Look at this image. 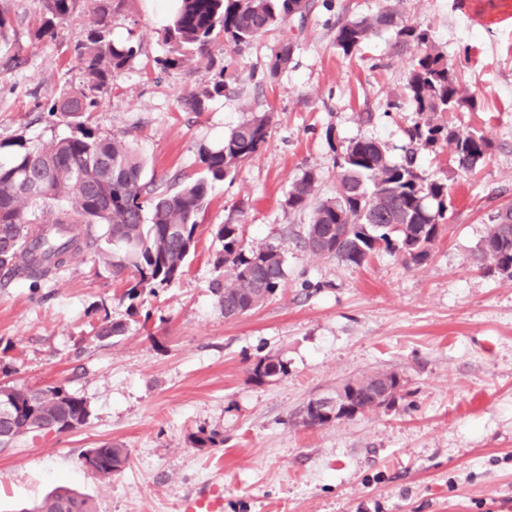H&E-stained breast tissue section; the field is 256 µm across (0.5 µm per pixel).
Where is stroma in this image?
<instances>
[{
	"mask_svg": "<svg viewBox=\"0 0 512 512\" xmlns=\"http://www.w3.org/2000/svg\"><path fill=\"white\" fill-rule=\"evenodd\" d=\"M168 8L124 0L113 13L114 37L135 35L142 50L83 122L129 142L155 183L199 176L202 155L252 116L271 114L269 137L213 184L196 250L173 284L128 300L90 250L38 283L0 272V385L60 383L90 408L77 429L0 449V512H22L60 485L96 512H180L185 497L211 491L223 492L224 512H512V276L473 263L492 217L512 204V0H314L304 26L274 29L238 53L218 41L207 57L165 69L157 15ZM386 9L430 30L476 97L474 110L454 113L455 129L492 144L472 172L448 143L418 151V169L447 182L450 204L430 260L411 268L383 251L360 267L311 255L296 239L307 216L284 203L308 169L321 175L318 197L332 196L349 141L376 139L402 161L418 119L403 97L408 54L389 30L348 57L335 41L338 22ZM0 13L11 24L0 42L6 161L18 144L71 134L48 107L83 80L69 49L91 17L81 0L56 40L38 42L36 0H0ZM286 38L293 59L267 78ZM220 75L224 96L201 112L181 105ZM224 223L240 225L245 244L280 246L288 268L273 297L234 320L212 289ZM105 317L125 333L95 340ZM267 357L285 373L253 381ZM374 372L405 378L393 404L300 425L310 401ZM210 432L221 445L194 444ZM105 442L130 453L109 478L83 464Z\"/></svg>",
	"mask_w": 512,
	"mask_h": 512,
	"instance_id": "1",
	"label": "stroma"
}]
</instances>
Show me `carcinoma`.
Instances as JSON below:
<instances>
[{
	"label": "carcinoma",
	"instance_id": "carcinoma-1",
	"mask_svg": "<svg viewBox=\"0 0 512 512\" xmlns=\"http://www.w3.org/2000/svg\"><path fill=\"white\" fill-rule=\"evenodd\" d=\"M79 0H37L40 25L38 40H53L58 28L74 14ZM93 26L86 40L74 48L84 74L77 87L64 91L49 107L61 117L78 118L98 104L112 86V78L139 54L141 44L112 37V10L123 0H89ZM310 0H179V6L162 32L168 55L158 60L163 67L204 57L218 38L242 51L268 31L297 19L304 22ZM382 29L394 32V48L410 53L405 97L419 116L408 130L409 147L403 160H390L385 146L375 139L349 142L336 167L335 195L316 198L319 175L307 170L293 182L285 205L296 212H311L298 235L303 248L320 238L317 257L334 258L362 266L375 254L397 255L408 265L420 266L430 257L443 231L448 212V184L424 177L416 165L417 149L445 140L454 144L458 167L473 171L487 156L490 141L481 135H459L444 116L474 104L464 95L447 55L434 44L429 30L408 24L393 10L371 18L347 20L336 30V46L346 56L360 50L370 35ZM294 45L283 41L266 64L276 77L292 59ZM224 73L219 79L184 99L193 112L207 101L224 95ZM271 116L255 115L224 137L223 144L202 156L204 171L181 186L161 188L143 182L145 163L123 139L98 135L77 125V133L47 144L19 150L0 161V269H29V277L42 280L53 275L83 249H94L98 259L117 275H127L125 297L133 300L146 289L179 279L188 257L196 249L198 215L208 199L209 184L221 181L264 147ZM216 236L223 249L217 268L224 269L214 292L229 316V309L251 311L260 306L286 278V257L273 244L247 246L241 226L220 224ZM474 263L512 275V207L499 210L482 239ZM124 333V326L104 317L95 339L108 340ZM278 359L258 361L250 378L262 382L283 374ZM389 388L390 401L403 391L404 378L395 372L363 374L346 380L340 389L357 391L353 419L377 408L378 388ZM14 408L0 418V447L16 439L59 433L73 421L89 417L85 399L64 386H0V401ZM307 404L300 424L320 427L329 417L311 411ZM93 472L109 477L129 464L128 449L104 444L89 450ZM26 512H95L88 499L67 488L47 495Z\"/></svg>",
	"mask_w": 512,
	"mask_h": 512
}]
</instances>
